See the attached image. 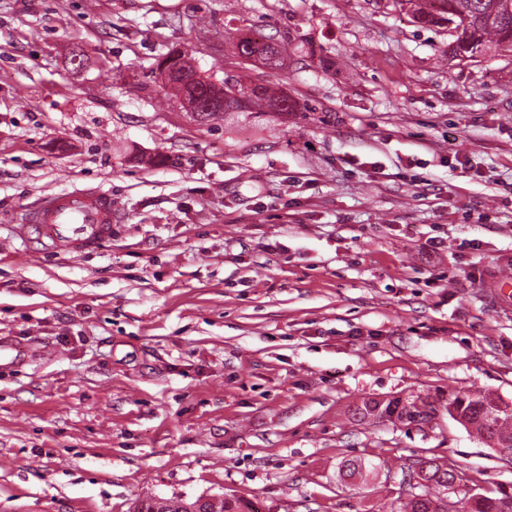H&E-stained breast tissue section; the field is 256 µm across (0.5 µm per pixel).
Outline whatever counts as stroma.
Here are the masks:
<instances>
[{
  "label": "stroma",
  "instance_id": "stroma-1",
  "mask_svg": "<svg viewBox=\"0 0 512 512\" xmlns=\"http://www.w3.org/2000/svg\"><path fill=\"white\" fill-rule=\"evenodd\" d=\"M248 29L282 70L236 56ZM450 40L395 0H0V512H377L424 458L512 484L447 413L351 418L512 400V49L452 60ZM170 52L296 107L198 122ZM76 188L111 194L110 242L16 236ZM351 457L387 470L341 477ZM437 410L429 396L404 400L394 397L382 401L368 398L357 405L354 417L358 419L357 421L386 420L396 427L409 428L412 425H419L428 417H433L432 413L436 414Z\"/></svg>",
  "mask_w": 512,
  "mask_h": 512
}]
</instances>
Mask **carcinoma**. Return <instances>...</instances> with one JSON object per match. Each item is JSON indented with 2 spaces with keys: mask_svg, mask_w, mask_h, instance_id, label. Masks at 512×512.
<instances>
[{
  "mask_svg": "<svg viewBox=\"0 0 512 512\" xmlns=\"http://www.w3.org/2000/svg\"><path fill=\"white\" fill-rule=\"evenodd\" d=\"M412 18L424 24H446L456 22L454 43L462 47L490 49L505 42L512 44V13L506 11L503 0H398ZM238 57L249 63H259L274 70L284 66L279 49L266 43L265 38L242 32L236 43ZM185 59L170 54L161 62L165 75L177 83L175 90L185 92L190 100H196L203 108L198 120L210 122L224 115L221 100L224 96L238 92L247 96L244 110L256 117L286 115L294 105L288 95L267 84H256L242 79L230 86L216 85L210 77L197 76L184 82ZM442 408L454 420L472 430L489 447L512 453V402L502 399L490 391H459L448 397ZM437 411L430 397L413 399L399 397L382 401L368 398L354 411L360 421L366 419L386 420L396 427L408 428L422 423ZM424 470L425 484L420 492L399 498V507L394 512H448L450 484L464 480L462 472L451 468L438 459L420 460ZM381 465L357 458L340 463V474L345 477L374 473ZM456 503L461 512H512V491L499 487L492 495L480 494L476 500L464 496Z\"/></svg>",
  "mask_w": 512,
  "mask_h": 512,
  "instance_id": "cac0c4a2",
  "label": "carcinoma"
}]
</instances>
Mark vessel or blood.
<instances>
[{
  "label": "vessel or blood",
  "instance_id": "1",
  "mask_svg": "<svg viewBox=\"0 0 512 512\" xmlns=\"http://www.w3.org/2000/svg\"><path fill=\"white\" fill-rule=\"evenodd\" d=\"M15 233L52 251L83 257L112 236V197L103 190L45 196L22 215Z\"/></svg>",
  "mask_w": 512,
  "mask_h": 512
}]
</instances>
